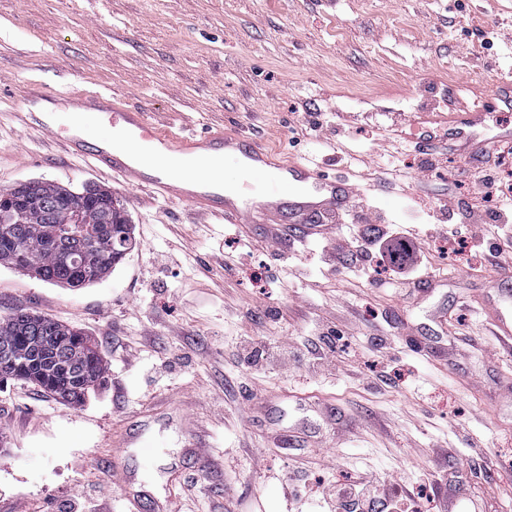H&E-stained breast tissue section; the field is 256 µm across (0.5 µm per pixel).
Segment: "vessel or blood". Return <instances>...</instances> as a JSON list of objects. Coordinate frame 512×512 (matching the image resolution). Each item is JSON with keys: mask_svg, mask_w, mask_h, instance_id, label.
Wrapping results in <instances>:
<instances>
[{"mask_svg": "<svg viewBox=\"0 0 512 512\" xmlns=\"http://www.w3.org/2000/svg\"><path fill=\"white\" fill-rule=\"evenodd\" d=\"M492 99L496 108L512 110V77L502 76L490 98L476 100L464 113L456 131L459 152L483 155L496 143L512 142V127L500 125L494 134L486 132L493 117L488 107ZM63 101L75 115H91L108 124L111 135L91 141L84 126H61L52 107ZM14 114L26 126L55 138L69 153L111 172L125 188L149 190L222 224H304L312 216L333 217L352 207L353 188L328 172L333 157L319 162L283 157L234 128L218 125L176 134L112 95H90L71 87L50 92L36 84L24 88ZM145 154H180L195 164L213 158L217 164L202 175L186 177L162 167L147 169L141 160ZM228 164L241 169V185L231 188L224 182L222 168Z\"/></svg>", "mask_w": 512, "mask_h": 512, "instance_id": "b4317fda", "label": "vessel or blood"}]
</instances>
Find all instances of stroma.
Masks as SVG:
<instances>
[{
  "mask_svg": "<svg viewBox=\"0 0 512 512\" xmlns=\"http://www.w3.org/2000/svg\"><path fill=\"white\" fill-rule=\"evenodd\" d=\"M509 71L512 0H0V191L37 180L108 188L136 239L110 277L81 288L0 266V316L25 309L84 331L108 367L77 408L0 380V512H55L78 484L99 486L110 512H131L114 460L150 501L199 480V512H289L279 475L322 464L340 480L367 466L406 481L458 470L469 478L464 512H512V399L498 395L512 384V352L487 325L494 277H471L470 252L430 262L434 288L412 297L386 287L379 260L364 275L323 265L333 242L283 247L258 226L207 224L130 193L12 114L27 84L57 91L71 80L177 131L222 122L298 159L333 154L337 175L365 189L340 215V235L403 224L428 244V225L463 233L481 221L467 212L477 165L449 154V135ZM426 108L440 122L423 120ZM423 138L428 160L415 149ZM173 248L181 266L157 273L155 255ZM456 310L452 340L437 315ZM331 325L346 335L318 371ZM145 335L150 346L128 358ZM248 335L287 342L299 363L245 365ZM283 430L306 449L271 451V476L250 469L268 433ZM137 431L156 448L151 461L122 445ZM437 444L446 459L430 455Z\"/></svg>",
  "mask_w": 512,
  "mask_h": 512,
  "instance_id": "obj_1",
  "label": "stroma"
}]
</instances>
